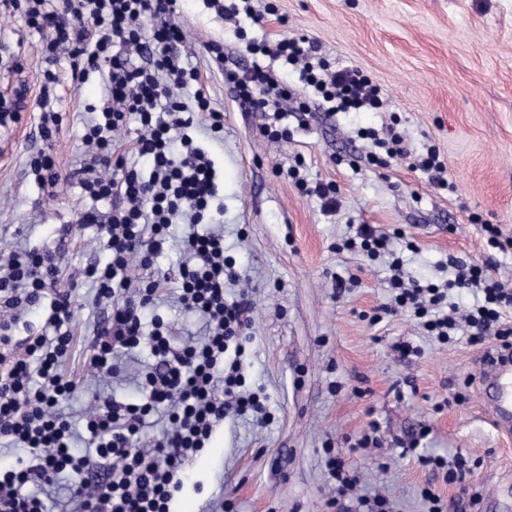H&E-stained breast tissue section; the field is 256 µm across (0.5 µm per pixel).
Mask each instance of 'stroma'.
<instances>
[{
  "label": "stroma",
  "mask_w": 512,
  "mask_h": 512,
  "mask_svg": "<svg viewBox=\"0 0 512 512\" xmlns=\"http://www.w3.org/2000/svg\"><path fill=\"white\" fill-rule=\"evenodd\" d=\"M278 13L263 26L245 15L225 19L207 0H177L175 21L184 41L178 51L197 68V87L177 90L193 103L203 89L224 114V138L212 140L207 113L196 112L192 135L215 163L218 202L209 227L224 231V254L233 264L228 298L248 292L254 308L242 332L248 388L266 398L271 417L228 416L210 442L184 468L173 512H211L220 499L229 512H355L357 497L384 495L397 512H425L422 488L432 487L444 512H457L456 486L434 477L422 457L473 465L469 487L481 496L479 512H512V431L498 430L482 397L480 347L466 337L442 344L427 336L410 313L373 322L389 302L388 265L357 250L340 249L360 225L402 228L404 268L413 278H452L449 257L492 259L493 274L512 287V249L490 253L484 223L512 240V0H277ZM26 2L0 10V106L15 117L0 120V251L48 250L58 257L57 287L75 289L78 302L67 325L73 346L64 371L77 384L59 410L77 432L97 399L136 400L133 382L92 373V338L100 309L79 270L106 260L94 228L78 215L96 210L107 221L112 205L88 198L77 182L47 191L28 161L44 148L40 136L43 72L56 73L54 110L61 118L52 143L63 172L79 169L86 153L84 125L104 95L94 73L73 80L71 61L47 64L44 38L26 23ZM308 39L333 68L356 66L384 89V112L329 113L310 99L306 113L285 102L288 136L268 141L265 119L239 100L228 71L269 58L247 52L250 42L280 34ZM220 47L223 66L210 50ZM398 115L411 151L436 146L452 191L399 159L368 164L370 140L358 129H381ZM308 183L335 184L336 208L301 192L288 175L295 158ZM480 214L483 224L471 221ZM357 274V286L337 294L336 280ZM410 354H402V345ZM462 393V401L445 406ZM427 437H419L421 426ZM377 427L379 447L355 442ZM339 450L362 475L356 498L328 507L327 449Z\"/></svg>",
  "instance_id": "obj_1"
}]
</instances>
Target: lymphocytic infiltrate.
<instances>
[{"label": "lymphocytic infiltrate", "instance_id": "obj_1", "mask_svg": "<svg viewBox=\"0 0 512 512\" xmlns=\"http://www.w3.org/2000/svg\"><path fill=\"white\" fill-rule=\"evenodd\" d=\"M27 2V23L46 33L49 58L67 55L81 80L100 66L108 68L102 105L83 136L91 161L77 171L89 198L112 204L106 224H99L92 210L78 217L79 223L98 224L109 252L105 263L89 264L82 272L96 286V300L107 314L94 340L92 368L112 376L117 357L144 345L155 362L138 402L99 401L90 408L85 415L88 451L74 454L70 424L56 410L76 390L62 370L72 349V336L63 326L72 316L73 294L56 289L48 253L12 251L1 257L0 344L9 345V329L45 297L50 300L46 322L57 333L28 336L23 356H0V446L25 448L30 455L27 465L0 471V512H45L44 497L63 474L70 481L71 512H170L185 463L205 448L224 418L232 413L268 416L260 394L244 387L240 332L251 319L252 302L226 298L233 272L224 236L197 230L218 195L216 169L189 134L194 110L170 89L197 82L198 73L175 50L183 36L173 20L175 0ZM147 17L154 22L148 30L142 26ZM127 49L144 56L145 65H130L123 55ZM248 49L299 67L305 87L334 103L336 111L388 107L381 85L363 70L333 71L326 63H312L302 42L283 37ZM228 79L243 102L272 113L275 122L264 133L271 141L281 140L286 131L276 123L284 118L281 101L292 94L287 84L258 64ZM132 118L138 126L131 151L150 159L146 173L127 165L118 152L117 141ZM173 239L188 258L177 274L133 275V265H146ZM448 265L453 279L422 283L403 280L402 262L393 259L390 311L412 313L440 342L461 333L500 356L512 355V325L503 318L512 306V289L492 277L490 263L452 256ZM173 283L184 308L203 319L202 338L178 344L162 324L145 330L146 311ZM455 289L478 293V304L462 315L443 312ZM160 408L167 413L165 429L151 447H139L146 417ZM102 466L105 478L88 482L87 474Z\"/></svg>", "mask_w": 512, "mask_h": 512}]
</instances>
